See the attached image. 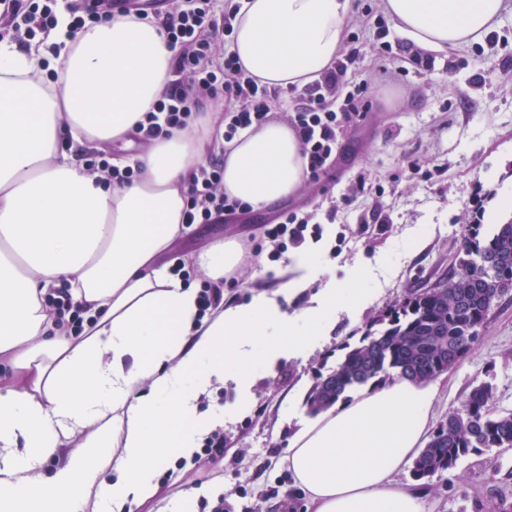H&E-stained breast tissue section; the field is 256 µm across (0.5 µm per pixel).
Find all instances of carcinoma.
<instances>
[{
    "instance_id": "carcinoma-1",
    "label": "carcinoma",
    "mask_w": 512,
    "mask_h": 512,
    "mask_svg": "<svg viewBox=\"0 0 512 512\" xmlns=\"http://www.w3.org/2000/svg\"><path fill=\"white\" fill-rule=\"evenodd\" d=\"M455 262L451 275L392 305L358 341L344 346L336 369L316 377L307 398L310 412L327 410L372 380L427 381L460 361L506 294L495 284L512 283V219L487 233L481 224L468 225ZM495 400L491 383L474 385L413 461V478L450 472L476 452L512 449V412H497Z\"/></svg>"
}]
</instances>
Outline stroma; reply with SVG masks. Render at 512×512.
<instances>
[{"instance_id":"obj_1","label":"stroma","mask_w":512,"mask_h":512,"mask_svg":"<svg viewBox=\"0 0 512 512\" xmlns=\"http://www.w3.org/2000/svg\"><path fill=\"white\" fill-rule=\"evenodd\" d=\"M506 4L492 41L432 51L394 27L379 39L375 21L385 14L382 0H351L344 35L358 39L359 76L372 83L373 107L339 139V161L330 178L319 186H301L287 202L315 211L321 231L330 234L325 255L330 264L366 269L362 287L371 301L358 313L340 312L325 322L320 348L258 366L247 411H238V393L230 382L202 397L201 410L224 412L223 458L197 465L169 454L158 473L157 496L134 512H158L189 490L195 512H209L219 500L224 512H306L285 460L293 431L286 414L309 417L305 398L315 376L336 366L344 343L356 341L390 305L448 273L467 224L477 218L489 228L512 219V211L500 206L501 197L512 191V0ZM475 79L483 88L459 98L458 90ZM414 156L425 159L423 170L408 166ZM363 170L383 186L381 201L358 200L328 219L319 205L322 190L338 194L340 184ZM378 203L389 223L360 233ZM278 211L274 205L199 225L170 257L181 261L201 253L216 236L262 244L261 254L246 257L239 269L238 286L224 290L225 301L247 303L254 291L274 287L290 262L286 253L272 258L274 246L263 239L265 224ZM442 379L434 421L481 381L495 387L497 409L512 410V292L498 301L477 341ZM510 470L512 449L471 454L454 471L426 479L423 510L480 512L499 495H512Z\"/></svg>"}]
</instances>
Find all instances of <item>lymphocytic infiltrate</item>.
<instances>
[{
  "mask_svg": "<svg viewBox=\"0 0 512 512\" xmlns=\"http://www.w3.org/2000/svg\"><path fill=\"white\" fill-rule=\"evenodd\" d=\"M57 0H0V41L48 34L56 24ZM239 0H176L160 23L174 52L170 79L153 111L140 125L146 138L191 131L206 103L227 101L222 142L239 131L260 128L275 116L277 89L258 84L239 65L226 44L234 31ZM359 48H351L321 78L296 93L293 111L284 120L296 134L307 161V180L316 183L336 163V145L343 131L372 109L368 80L357 79ZM224 168L212 163L188 180L186 221L204 224L220 216L245 214L249 205L229 199L223 187ZM313 212L282 210L264 227L276 253L301 247Z\"/></svg>",
  "mask_w": 512,
  "mask_h": 512,
  "instance_id": "f902f5d3",
  "label": "lymphocytic infiltrate"
}]
</instances>
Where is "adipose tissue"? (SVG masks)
I'll return each mask as SVG.
<instances>
[{
    "mask_svg": "<svg viewBox=\"0 0 512 512\" xmlns=\"http://www.w3.org/2000/svg\"><path fill=\"white\" fill-rule=\"evenodd\" d=\"M504 0H383L396 26L430 50L481 40ZM350 0H242L231 50L269 87L304 86L336 61ZM58 9L44 42L0 43V512H133L155 495L167 451L189 458L223 425L197 411L233 381L247 408L255 366L313 350L336 307L361 306L360 270L329 282L295 313L294 297L326 267L301 251L278 290L199 316L198 293L166 262L184 224L185 187L205 162L218 119L173 132L110 162L139 169L118 186L91 175L77 147L131 146L136 124L170 79L173 52L154 19L115 16L67 36ZM306 161L280 122L243 132L224 158V191L259 210L294 195ZM243 254L214 240L193 262L219 279ZM67 286L84 329L56 322L45 301ZM278 341H268L269 331ZM439 381L397 379L300 422L288 468L309 512H423V493L396 477L424 448ZM59 462L53 474L44 461ZM116 472L111 485L101 477Z\"/></svg>",
    "mask_w": 512,
    "mask_h": 512,
    "instance_id": "adipose-tissue-1",
    "label": "adipose tissue"
}]
</instances>
